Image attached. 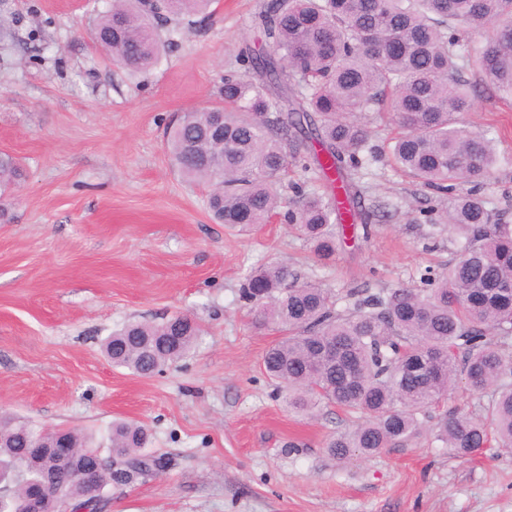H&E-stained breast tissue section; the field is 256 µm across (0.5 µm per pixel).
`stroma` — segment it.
<instances>
[{"label": "stroma", "instance_id": "stroma-1", "mask_svg": "<svg viewBox=\"0 0 512 512\" xmlns=\"http://www.w3.org/2000/svg\"><path fill=\"white\" fill-rule=\"evenodd\" d=\"M266 2L220 0L208 24L133 73L92 42L107 0H0V151L24 169L0 200V413L103 447L113 421L145 425L149 451L171 464L109 488L106 512H512V452L462 460L418 441L338 462L324 443L350 416L289 413L261 369L278 333L240 298L250 268L377 291L418 286L456 248L454 234L427 238L433 194L385 155L364 199L393 211L331 259L285 223L240 233L211 220L208 188L174 168L165 128L218 104L225 74H245L243 54L265 50ZM466 120L512 155V105L493 89L476 85ZM176 313L202 334L162 373L141 377L104 355L112 330Z\"/></svg>", "mask_w": 512, "mask_h": 512}]
</instances>
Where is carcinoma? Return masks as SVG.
Masks as SVG:
<instances>
[{"label":"carcinoma","mask_w":512,"mask_h":512,"mask_svg":"<svg viewBox=\"0 0 512 512\" xmlns=\"http://www.w3.org/2000/svg\"><path fill=\"white\" fill-rule=\"evenodd\" d=\"M214 0H112L93 28L106 56L140 72L153 67L173 20L199 26ZM269 52L248 54V75L224 76V105L184 113L167 128L180 173L212 187L208 209L219 224L250 229L278 215L322 259L340 238H367L376 210L362 205L361 172L374 154V114L398 134L388 144L395 165L438 195L427 222L458 234L442 270L423 287L333 293L269 264L250 271L242 298L283 336L262 358L284 406L312 414L338 407L359 415L326 442L334 460L405 448L427 438L466 459L480 448H512V224L486 196L463 192L500 166L494 142L473 131L478 77L512 98V0H270L260 12ZM491 30L480 42L466 39ZM314 180L294 187L278 212L286 147ZM22 176L18 159L0 152V186ZM200 326L183 314L161 322L132 321L112 332L105 354L116 366L151 377L183 359ZM463 382L488 396L483 415L433 407ZM41 432L0 416V512H29L33 489L52 478L51 493L70 512H96L92 498L127 487L169 466L145 451L149 434L132 421L112 423L110 445L98 448L77 429L93 484H77L65 465L49 474L30 462Z\"/></svg>","instance_id":"1"}]
</instances>
